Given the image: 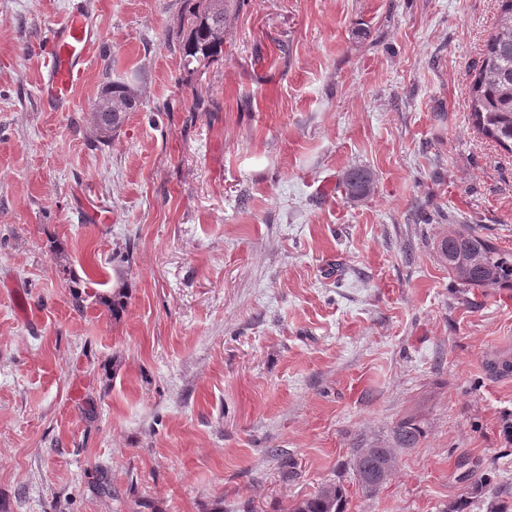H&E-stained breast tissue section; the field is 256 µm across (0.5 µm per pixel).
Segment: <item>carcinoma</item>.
Returning <instances> with one entry per match:
<instances>
[{"mask_svg": "<svg viewBox=\"0 0 512 512\" xmlns=\"http://www.w3.org/2000/svg\"><path fill=\"white\" fill-rule=\"evenodd\" d=\"M230 0H186L180 23L179 46L184 69L198 72L217 61L224 51ZM139 101L138 88L126 80L111 83L93 106L92 117L100 140L112 137L126 113ZM474 126L501 149L512 153V0H500L497 31L488 40L481 65L470 87ZM372 173L361 167L345 170L340 188L350 199L367 198L374 191ZM440 262L448 275L465 288H512V251L482 236L471 224H452L434 240ZM423 432L409 417L398 420L386 441H375L351 450L347 467L367 494L379 491L394 473L398 454L414 448ZM471 494L490 505L487 512H508L496 503V491L482 477ZM347 489L340 481L328 482L308 498L293 503L289 512H345Z\"/></svg>", "mask_w": 512, "mask_h": 512, "instance_id": "1", "label": "carcinoma"}]
</instances>
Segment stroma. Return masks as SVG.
<instances>
[{
	"mask_svg": "<svg viewBox=\"0 0 512 512\" xmlns=\"http://www.w3.org/2000/svg\"><path fill=\"white\" fill-rule=\"evenodd\" d=\"M89 2L103 47L53 112L69 0H0V512H288L333 480L348 512H446L469 472L512 507V378L486 369L512 288L432 248L475 224L512 249V155L468 101L499 0H242L193 74L184 0ZM120 77L140 105L100 142ZM409 414L424 437L366 495L352 448ZM339 184L346 198L359 199L373 193L375 181L369 170L352 167L343 172Z\"/></svg>",
	"mask_w": 512,
	"mask_h": 512,
	"instance_id": "obj_1",
	"label": "stroma"
}]
</instances>
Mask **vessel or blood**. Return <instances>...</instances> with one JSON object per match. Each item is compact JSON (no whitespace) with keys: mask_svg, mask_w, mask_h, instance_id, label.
<instances>
[{"mask_svg":"<svg viewBox=\"0 0 512 512\" xmlns=\"http://www.w3.org/2000/svg\"><path fill=\"white\" fill-rule=\"evenodd\" d=\"M100 47L101 38L85 0H76L50 29V53L40 86L41 98L50 109L66 111L74 89Z\"/></svg>","mask_w":512,"mask_h":512,"instance_id":"vessel-or-blood-1","label":"vessel or blood"}]
</instances>
